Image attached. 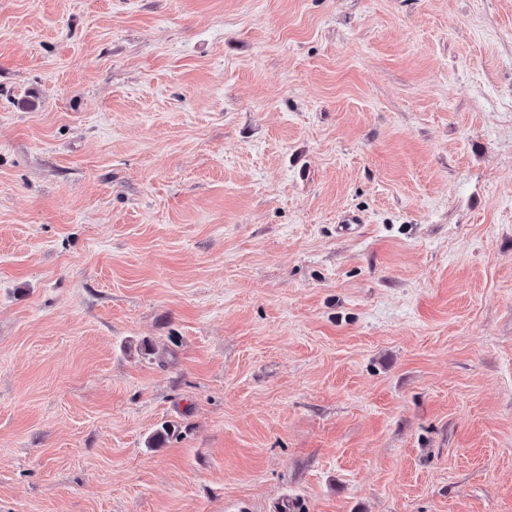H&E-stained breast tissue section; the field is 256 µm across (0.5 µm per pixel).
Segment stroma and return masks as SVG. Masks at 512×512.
Masks as SVG:
<instances>
[{
  "label": "stroma",
  "mask_w": 512,
  "mask_h": 512,
  "mask_svg": "<svg viewBox=\"0 0 512 512\" xmlns=\"http://www.w3.org/2000/svg\"><path fill=\"white\" fill-rule=\"evenodd\" d=\"M0 512H512V0H0Z\"/></svg>",
  "instance_id": "stroma-1"
}]
</instances>
